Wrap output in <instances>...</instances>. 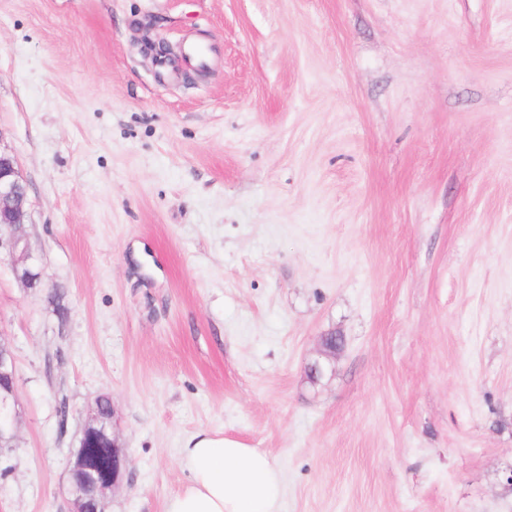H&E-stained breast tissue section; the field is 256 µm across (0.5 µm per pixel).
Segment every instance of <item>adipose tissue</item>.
<instances>
[{"instance_id": "obj_1", "label": "adipose tissue", "mask_w": 512, "mask_h": 512, "mask_svg": "<svg viewBox=\"0 0 512 512\" xmlns=\"http://www.w3.org/2000/svg\"><path fill=\"white\" fill-rule=\"evenodd\" d=\"M181 454L189 482L166 512H281L282 474L267 453L200 431Z\"/></svg>"}]
</instances>
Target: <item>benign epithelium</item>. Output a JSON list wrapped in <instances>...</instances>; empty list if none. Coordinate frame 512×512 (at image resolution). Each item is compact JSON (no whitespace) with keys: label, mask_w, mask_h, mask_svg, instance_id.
<instances>
[{"label":"benign epithelium","mask_w":512,"mask_h":512,"mask_svg":"<svg viewBox=\"0 0 512 512\" xmlns=\"http://www.w3.org/2000/svg\"><path fill=\"white\" fill-rule=\"evenodd\" d=\"M27 187L20 175L12 154L0 148V257L9 259L17 277L30 287L42 281L37 269V259L31 251L24 233L27 221ZM320 355L308 366L315 373L326 369L324 360L336 356L340 347L328 343L327 337L319 340ZM16 366L11 349L0 346V448L11 446L17 415L18 399L15 390ZM92 432L110 447L111 459L107 469H101L86 454L84 445L76 448L68 461L70 475L69 493L72 512H105L107 495L121 482L129 459L115 434L113 405L102 407L94 400L81 436Z\"/></svg>","instance_id":"benign-epithelium-1"}]
</instances>
